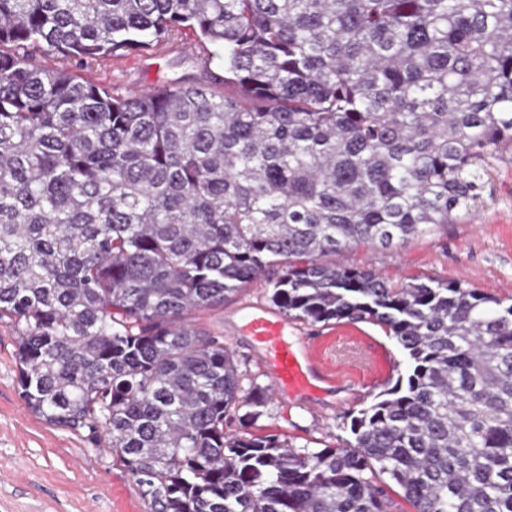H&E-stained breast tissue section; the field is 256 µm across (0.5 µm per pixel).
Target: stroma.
<instances>
[{
  "label": "stroma",
  "mask_w": 512,
  "mask_h": 512,
  "mask_svg": "<svg viewBox=\"0 0 512 512\" xmlns=\"http://www.w3.org/2000/svg\"><path fill=\"white\" fill-rule=\"evenodd\" d=\"M222 49L201 42L188 28L172 31L160 45L74 66L81 78L126 95L178 79L223 91ZM483 206L459 214L398 248L344 251L336 262L369 267L389 278L413 276L456 281L500 299H512V162L497 163ZM271 277L262 275L224 306L192 314L196 327L223 337L245 372V388L270 389L268 368L242 333L253 305L270 306ZM289 342L321 341L342 350L366 347L380 383L360 388L337 380L316 400L272 397L252 423L231 420L229 433L275 435L297 448L341 444L357 411L404 373L407 358L385 331L368 321L327 324L289 319ZM0 512H152L118 459L84 432L48 424L19 395L12 327L0 320Z\"/></svg>",
  "instance_id": "obj_1"
}]
</instances>
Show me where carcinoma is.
Wrapping results in <instances>:
<instances>
[{"label":"carcinoma","instance_id":"1","mask_svg":"<svg viewBox=\"0 0 512 512\" xmlns=\"http://www.w3.org/2000/svg\"><path fill=\"white\" fill-rule=\"evenodd\" d=\"M182 27L232 94L126 96L63 60ZM512 148V0H0V319L20 395L87 431L153 512H512V303L330 257L400 247L482 199ZM269 267L272 302L381 326L408 368L345 445L229 434L243 390L189 324Z\"/></svg>","mask_w":512,"mask_h":512}]
</instances>
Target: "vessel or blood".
Wrapping results in <instances>:
<instances>
[{"label":"vessel or blood","instance_id":"obj_1","mask_svg":"<svg viewBox=\"0 0 512 512\" xmlns=\"http://www.w3.org/2000/svg\"><path fill=\"white\" fill-rule=\"evenodd\" d=\"M244 328L257 343L262 362L272 364L271 383L279 394H317L326 375L335 370L322 350L289 345L283 319L271 311L249 314Z\"/></svg>","mask_w":512,"mask_h":512}]
</instances>
